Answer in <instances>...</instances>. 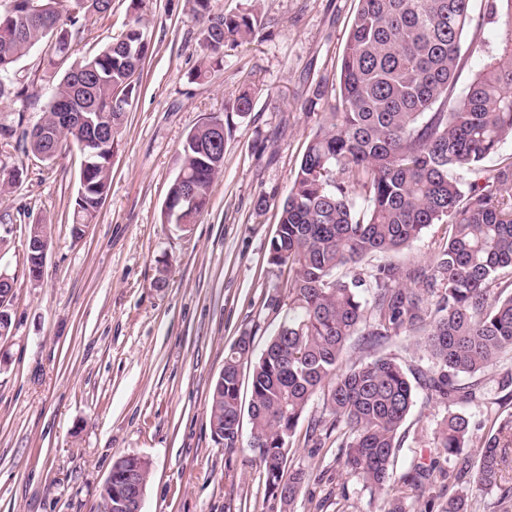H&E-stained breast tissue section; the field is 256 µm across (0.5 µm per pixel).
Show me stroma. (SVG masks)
Masks as SVG:
<instances>
[{
	"label": "stroma",
	"mask_w": 512,
	"mask_h": 512,
	"mask_svg": "<svg viewBox=\"0 0 512 512\" xmlns=\"http://www.w3.org/2000/svg\"><path fill=\"white\" fill-rule=\"evenodd\" d=\"M129 0L88 15L76 53L90 56L120 36ZM215 11L257 7L262 27L224 49V67L202 82L190 72L202 53V26L186 0H148L153 53L135 75L137 92L114 138L112 180L95 223L73 231L70 215L82 155L68 145L51 163L0 141V165L23 174L0 193V272L14 278L11 327L0 340V512H100V490L114 461L150 464L142 512H278L247 449L249 427L228 450L211 432L208 402L238 336L263 349L281 314L271 303L285 276L268 263L269 241L293 171L320 115L302 103L316 84L332 83L356 0H213ZM499 26L467 31L457 83L496 47ZM48 44L16 66L29 104L0 99V119L23 110L33 125L48 102L53 73ZM251 112H234L242 88ZM224 121V169L208 210L188 227L165 223L162 210L188 132L208 117ZM264 209H256L259 196ZM52 232L38 280L25 252L29 225ZM504 359L478 375L470 403L443 402L422 387L401 429L397 470L435 463L458 468L436 446L451 413L466 414L476 457L490 426L512 448V396L498 381ZM335 444L318 456L297 448L308 473L295 512H381L384 496L336 471Z\"/></svg>",
	"instance_id": "35a3bbf8"
}]
</instances>
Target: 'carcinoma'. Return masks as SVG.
<instances>
[{"label":"carcinoma","mask_w":512,"mask_h":512,"mask_svg":"<svg viewBox=\"0 0 512 512\" xmlns=\"http://www.w3.org/2000/svg\"><path fill=\"white\" fill-rule=\"evenodd\" d=\"M0 9V99L15 64L51 42L68 56L88 14H105L112 0H8ZM472 0H358L344 48L338 85L318 84L305 100L323 120L294 170L269 243L270 265L288 270L275 307L284 310L258 358L245 333L224 356V381L213 385L210 427L224 431V447L240 437V367L251 363L250 437L262 468L265 495L293 507L306 472L291 466L297 427L309 403L323 401L327 416L308 420L303 444L318 451L336 436V467L387 495L383 512H409L395 486L422 489L441 479L448 497L438 512H470L473 492L500 491L496 512H512V486L501 487L507 449L488 431L473 461L449 472L413 466L397 474L399 431L414 403L401 363L391 357L343 364L354 336L376 347L401 333L418 337L431 360L422 374L431 395L452 403L476 398L462 376L485 372L512 353V156L494 168L484 162L512 138V0H489L488 18L501 21L499 46L464 92L455 89L460 43L472 27ZM206 22L203 55L191 80L204 81L224 61V47L252 38L258 14L213 13L212 0H187ZM121 37L71 65L55 86L40 120L56 132L54 145L23 129L25 153L51 161L72 139L89 165L80 170L71 224H92L107 196L112 143L91 129L73 130L63 112H103L121 128L136 93L133 77L152 54L147 0H130ZM212 117L191 130L166 201L170 224H194L207 211L224 166V138ZM432 224L448 236L422 268L385 260L408 249ZM381 257L364 277L341 275ZM472 437L469 419L449 415L437 447L459 456Z\"/></svg>","instance_id":"cac0c4a2"}]
</instances>
